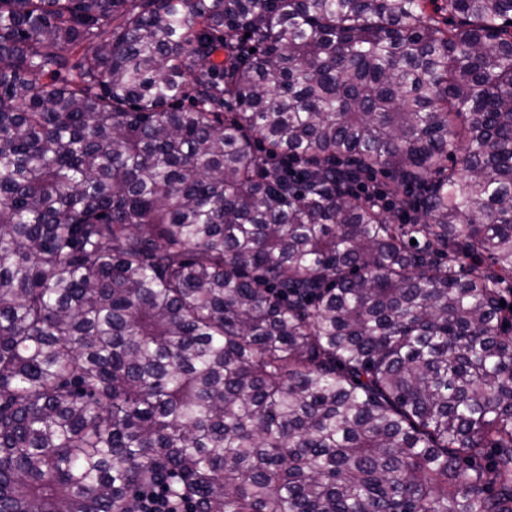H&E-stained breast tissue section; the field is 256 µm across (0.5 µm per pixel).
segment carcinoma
<instances>
[{"label": "carcinoma", "mask_w": 512, "mask_h": 512, "mask_svg": "<svg viewBox=\"0 0 512 512\" xmlns=\"http://www.w3.org/2000/svg\"><path fill=\"white\" fill-rule=\"evenodd\" d=\"M435 2L0 0V512H512V0ZM174 476L168 475L155 483L142 487L137 493L138 510L135 512H191V504L182 501L177 508L171 504L169 487Z\"/></svg>", "instance_id": "carcinoma-1"}]
</instances>
